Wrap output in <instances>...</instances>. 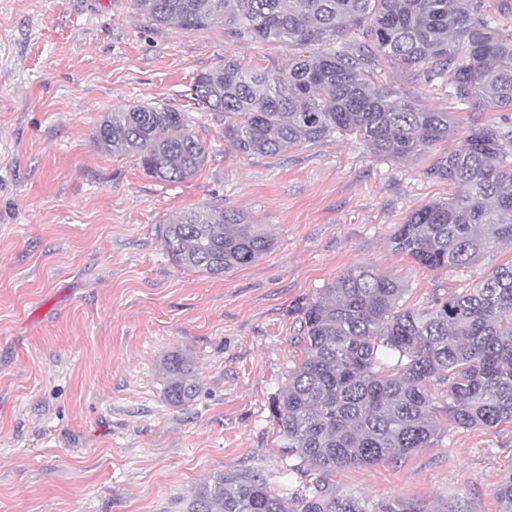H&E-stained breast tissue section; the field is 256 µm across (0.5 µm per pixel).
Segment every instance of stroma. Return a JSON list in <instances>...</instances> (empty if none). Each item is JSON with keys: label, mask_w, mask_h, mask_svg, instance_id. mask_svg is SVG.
<instances>
[{"label": "stroma", "mask_w": 512, "mask_h": 512, "mask_svg": "<svg viewBox=\"0 0 512 512\" xmlns=\"http://www.w3.org/2000/svg\"><path fill=\"white\" fill-rule=\"evenodd\" d=\"M228 57L274 70L288 51L159 26L130 0H0V512H184L199 483L241 471L294 499L307 479L281 451L271 403L303 357L302 309L319 288L370 262L412 305L512 263L510 247L441 271L389 251L410 211L451 196L426 173L449 142L400 165L345 134L272 156L232 150L185 96ZM383 78L459 128L512 129V112ZM138 102L185 113L209 149L195 177L162 182L97 148L103 117ZM203 204L245 210L274 248L223 277L174 265L160 226ZM177 351L198 375L187 407L164 396L160 363ZM510 472L504 423L449 427L401 464L333 482L360 500L500 512L493 488Z\"/></svg>", "instance_id": "1"}]
</instances>
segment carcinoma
I'll list each match as a JSON object with an SVG mask.
<instances>
[{
  "mask_svg": "<svg viewBox=\"0 0 512 512\" xmlns=\"http://www.w3.org/2000/svg\"><path fill=\"white\" fill-rule=\"evenodd\" d=\"M156 25L219 29L230 40L289 50L284 69L253 71L232 57L196 75L186 96L224 125L245 155H277L343 132L372 154L401 163L441 141L455 147L426 174L452 197L412 210L390 250L430 270L461 267L512 247V130L459 132L450 113L428 108L377 80L395 65L459 105L512 112V32L486 0H132ZM352 41L338 48L346 35ZM114 155H136L144 171L184 182L208 148L185 113L149 103L104 116L93 136ZM172 262L222 276L258 260L271 234L239 209L201 206L161 225ZM404 285L368 262L350 266L302 308L303 359L271 405L284 454L314 475L289 503L255 472L217 474L199 485L185 512H466L458 504L366 502L339 497L332 476L398 462L443 435L444 422L493 429L512 422V264L463 294L432 293L403 304ZM173 406L195 400L192 361L161 363ZM512 512V474L494 490Z\"/></svg>",
  "mask_w": 512,
  "mask_h": 512,
  "instance_id": "carcinoma-1",
  "label": "carcinoma"
}]
</instances>
